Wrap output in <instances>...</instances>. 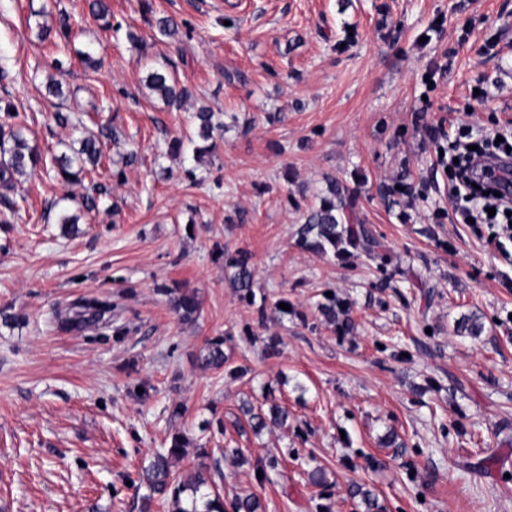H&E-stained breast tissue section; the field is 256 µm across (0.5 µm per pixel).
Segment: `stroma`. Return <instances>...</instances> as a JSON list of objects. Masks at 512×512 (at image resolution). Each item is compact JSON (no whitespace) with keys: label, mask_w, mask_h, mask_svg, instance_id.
<instances>
[{"label":"stroma","mask_w":512,"mask_h":512,"mask_svg":"<svg viewBox=\"0 0 512 512\" xmlns=\"http://www.w3.org/2000/svg\"><path fill=\"white\" fill-rule=\"evenodd\" d=\"M110 4L105 23L86 0H0V106L13 105L31 143L56 153L108 121L122 133L93 179L16 177L27 202L0 224V310L19 317L0 323V512H132L142 461L214 416L251 458L280 455L284 489L256 490L248 467L221 463L225 499L255 491L265 512H316L295 448L335 480L332 512H355L353 479L386 512H512V242L453 222L439 162L465 127L512 132V0ZM62 10L78 21L63 52L38 38L39 21ZM160 17L177 37L158 34ZM153 67L190 90L183 108L147 88ZM52 76L65 98L49 95ZM203 107L236 117L215 132L214 154L200 164L168 154L167 133L191 132ZM56 112L82 123L57 126ZM328 174L360 184L357 214L392 250L386 273L297 246L298 207ZM95 182L109 195L63 235L60 213L76 212ZM399 182L410 195L384 202L380 187ZM218 245L249 250L256 295L287 294L296 316L257 327ZM160 283L198 289L196 324L177 320ZM329 289L351 301L354 335L309 323ZM102 295L111 325L56 328L54 310ZM472 311L482 334L454 335ZM116 324L127 329L119 340ZM248 326L277 336L279 355L251 344ZM214 336L250 379L199 366ZM269 393L288 406V429L238 435L241 400ZM390 431L403 447H380ZM493 453L497 463L477 470Z\"/></svg>","instance_id":"obj_1"}]
</instances>
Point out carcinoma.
I'll use <instances>...</instances> for the list:
<instances>
[{
    "mask_svg": "<svg viewBox=\"0 0 512 512\" xmlns=\"http://www.w3.org/2000/svg\"><path fill=\"white\" fill-rule=\"evenodd\" d=\"M71 16L60 14L55 32L62 47H67L72 31ZM147 85L156 92L169 106L176 108L190 96L189 90L180 84L177 77L167 71L155 69L147 76ZM224 127L220 116L209 109H200L194 113V132L191 135L176 137L172 140L170 149L183 154L185 146L192 147L193 159L200 161L205 153H211L215 144L211 143L213 132ZM120 130L110 123L98 127V135L80 140V147L69 155L65 152L50 156L42 153L37 146L30 144L26 137L25 126L19 123L0 124V154L5 159L0 161V185L14 188V178L29 171L44 169L52 171L65 182L80 180V175L87 167L98 164L103 144L116 141ZM357 199V189L336 180L327 178L325 193L319 194L305 206L302 213L303 224L297 230V244L308 251L321 256L328 254L339 260H345L355 254L363 256L375 269L383 273L390 263V249L381 234L375 233L365 224L356 222L354 208ZM214 256L224 262V273L230 286L234 288L239 298L255 307L257 322L265 326L269 321L288 314V311L278 307L280 303L288 302L282 296L274 303L267 298L256 301L253 291L255 266L251 254L238 249L230 252L221 246L215 247ZM156 292L163 296L170 310L183 324H191L198 320L201 304L198 291L180 285H159ZM352 303L337 295L322 296L316 303L317 318L326 326L340 335H346L354 330L355 323L350 316ZM74 311L66 312L58 317V325L65 331H84L98 323L111 311V305L98 299L80 300L72 305ZM484 325L477 315H462L455 321L454 334L476 338L483 332ZM245 334L250 341H262L264 350L270 356L280 353L279 340L274 336L264 339L256 336L251 328H246ZM227 338L215 336L208 339L199 364L206 369H220L229 361L224 354V343ZM241 415L251 432L260 434L268 426L285 428L288 426L290 413L288 408L275 398L266 400V407H256L250 402L240 406ZM188 447L195 448L196 456L201 459L214 460L213 469L200 465L188 476H178L171 470L173 462L185 454ZM239 462L247 463L251 476L259 488L267 485H279L288 489V483L281 470V460L276 455L259 458L256 461L248 459L242 449H231ZM215 449L204 444H197L184 432L171 435L168 446L155 451L148 463L141 466L140 484L144 485L147 493L142 496V512H148V504L159 498L168 504V512H264L260 499L253 493L237 496L227 502L221 497L215 478L222 477L219 461L214 459ZM262 476H257V472ZM352 498L359 500L362 512H383L378 494L366 485L354 482L350 488Z\"/></svg>",
    "mask_w": 512,
    "mask_h": 512,
    "instance_id": "carcinoma-1",
    "label": "carcinoma"
}]
</instances>
